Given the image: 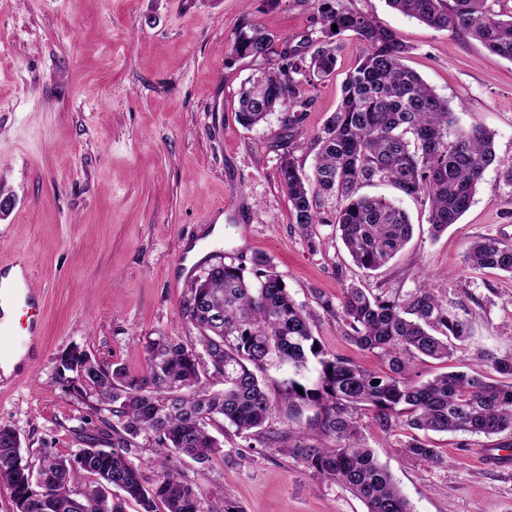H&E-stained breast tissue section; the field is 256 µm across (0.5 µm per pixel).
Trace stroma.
I'll use <instances>...</instances> for the list:
<instances>
[{"label": "stroma", "mask_w": 512, "mask_h": 512, "mask_svg": "<svg viewBox=\"0 0 512 512\" xmlns=\"http://www.w3.org/2000/svg\"><path fill=\"white\" fill-rule=\"evenodd\" d=\"M341 3L395 31L410 48L406 65L450 100L459 126L492 131L498 156L512 161V61L386 0ZM315 13L314 0H0V191L13 201L0 215V267H21L41 305L34 361L0 380V426L18 433L23 459L83 445L91 411L60 384L61 352L78 346L138 373L144 337L197 345L181 315L192 280L257 252L312 311L328 356L384 368L348 340L335 313L350 284L404 297L428 288L467 319L448 362L413 363L416 381L474 367L488 351L512 352V278L464 262L477 239L512 242V184L498 170L485 172L469 209L437 238L426 197L365 184L364 194L397 200L414 225L403 251L369 274L335 226L306 235L292 219L278 178L277 116L250 129L237 120L238 91L259 64L228 56L227 47L248 22L298 41ZM359 53L356 40H344L335 75L310 91L312 106L289 144L304 171ZM219 222L224 231L212 237ZM197 242L204 256L188 263ZM359 425L412 512H512V432L432 434L442 455L432 465L403 453V431L384 430L368 414ZM223 441V455L178 462L204 497L222 496L242 512H366L342 484L258 439L228 430Z\"/></svg>", "instance_id": "1"}]
</instances>
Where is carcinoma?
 <instances>
[{"label": "carcinoma", "mask_w": 512, "mask_h": 512, "mask_svg": "<svg viewBox=\"0 0 512 512\" xmlns=\"http://www.w3.org/2000/svg\"><path fill=\"white\" fill-rule=\"evenodd\" d=\"M317 2L316 38L307 35L293 45L256 24L235 34L229 55L268 61L241 87L237 116L252 128L278 112L288 137H294L312 103L305 85L335 72L345 38L360 43L341 101L314 138L311 174L285 151L279 182L301 230L336 225L357 266L373 271L404 248L413 224L397 203L359 194L362 184L387 181L407 196H426L428 223L437 236L468 210L487 169H498L512 184V163L497 155L493 133L458 126L450 102L405 66L409 48L394 31L342 7L340 0ZM388 4L512 61V14L492 11L487 0ZM333 199L341 205L330 212L326 205ZM464 261L512 275V243L484 237L469 245ZM181 313L198 330L201 349L172 336H146V366L137 375L77 349L82 379L60 383L74 397L92 399L98 421L80 455L44 453L30 472L13 429L0 428V484L13 501L26 503L24 512H126L131 502L139 512H241L222 497H201L177 466L183 456L202 463L223 452V442L211 431L223 424L237 436L259 435L264 446L343 484L366 512H411L408 499L363 441L360 412L371 413L384 430L484 435L512 430V384L488 376L491 370L512 378V353L488 354L484 365L427 382L409 377L413 360L448 359V338L460 339L468 331L466 320L427 288L407 299L355 284L344 288L340 317L350 329L348 338L386 364L380 374L327 356L306 304L292 297L262 254L248 266L213 265L202 285H191ZM272 370L288 371L277 399L265 388ZM308 406L316 408L324 440L310 443L299 432L266 427L276 410L293 420ZM140 437L157 448L160 472L153 479L131 459ZM403 451L425 463L441 462L439 450L417 436L403 444ZM84 481L88 488L76 490Z\"/></svg>", "instance_id": "cac0c4a2"}]
</instances>
